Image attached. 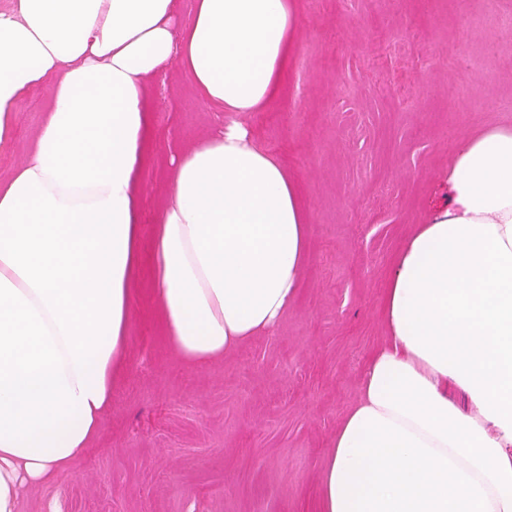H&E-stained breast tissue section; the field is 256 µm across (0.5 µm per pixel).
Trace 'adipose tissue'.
Segmentation results:
<instances>
[{
	"label": "adipose tissue",
	"instance_id": "adipose-tissue-1",
	"mask_svg": "<svg viewBox=\"0 0 512 512\" xmlns=\"http://www.w3.org/2000/svg\"><path fill=\"white\" fill-rule=\"evenodd\" d=\"M300 0H12L0 7V154L50 85L27 161L0 178V512L98 434L126 363L141 255L188 366L272 333L307 269L297 183L239 116L279 97ZM226 115L171 155L150 242L149 79L171 60ZM446 206L398 250L383 346L332 439L317 512H512V129L462 140ZM455 385L467 399H449Z\"/></svg>",
	"mask_w": 512,
	"mask_h": 512
}]
</instances>
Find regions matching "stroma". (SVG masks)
<instances>
[{
  "instance_id": "obj_1",
  "label": "stroma",
  "mask_w": 512,
  "mask_h": 512,
  "mask_svg": "<svg viewBox=\"0 0 512 512\" xmlns=\"http://www.w3.org/2000/svg\"><path fill=\"white\" fill-rule=\"evenodd\" d=\"M284 94L243 114L301 184L309 261L277 330L225 361L189 367L166 348L148 291L124 376L85 456L26 491L21 512H315L329 443L358 397L392 259L448 202L458 141L512 128V0H301ZM50 89L19 110L0 175L23 163ZM157 157L141 168L137 222L149 240L167 159L220 127L170 63L150 80Z\"/></svg>"
}]
</instances>
